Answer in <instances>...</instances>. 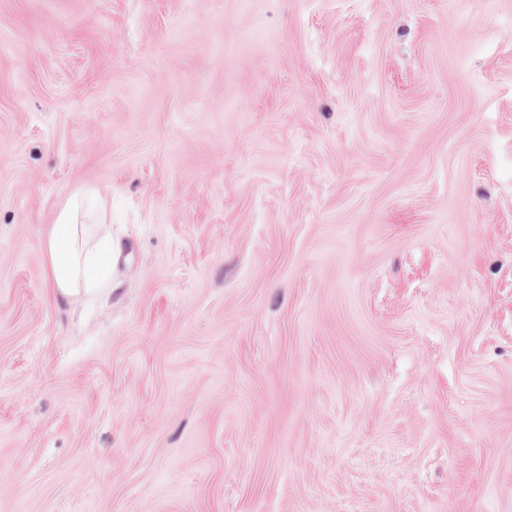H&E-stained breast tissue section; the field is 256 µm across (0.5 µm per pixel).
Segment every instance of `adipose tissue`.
<instances>
[{
	"mask_svg": "<svg viewBox=\"0 0 512 512\" xmlns=\"http://www.w3.org/2000/svg\"><path fill=\"white\" fill-rule=\"evenodd\" d=\"M93 192H73L44 241L46 268L54 291L67 300L99 299L117 288L115 270L132 248L92 205Z\"/></svg>",
	"mask_w": 512,
	"mask_h": 512,
	"instance_id": "1",
	"label": "adipose tissue"
}]
</instances>
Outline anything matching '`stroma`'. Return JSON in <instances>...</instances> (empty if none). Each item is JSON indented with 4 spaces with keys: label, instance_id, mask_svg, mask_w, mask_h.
Returning <instances> with one entry per match:
<instances>
[{
    "label": "stroma",
    "instance_id": "obj_1",
    "mask_svg": "<svg viewBox=\"0 0 512 512\" xmlns=\"http://www.w3.org/2000/svg\"><path fill=\"white\" fill-rule=\"evenodd\" d=\"M0 512H512V0H0ZM94 193L73 192L63 204L44 241L47 275L66 300L99 299L119 286L114 271L132 248L92 206Z\"/></svg>",
    "mask_w": 512,
    "mask_h": 512
}]
</instances>
